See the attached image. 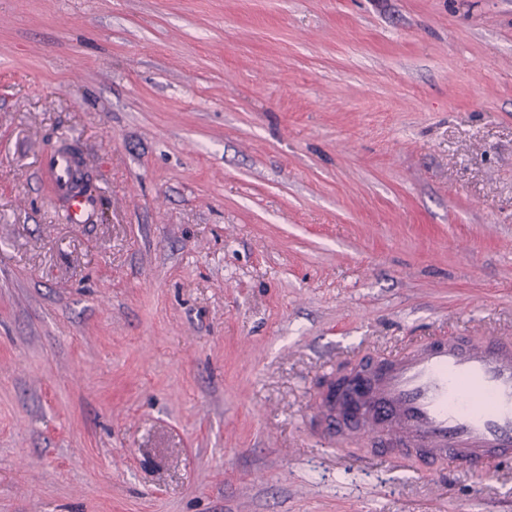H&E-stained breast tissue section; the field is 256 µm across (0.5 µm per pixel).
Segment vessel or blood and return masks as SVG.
I'll return each instance as SVG.
<instances>
[{"label": "vessel or blood", "mask_w": 512, "mask_h": 512, "mask_svg": "<svg viewBox=\"0 0 512 512\" xmlns=\"http://www.w3.org/2000/svg\"><path fill=\"white\" fill-rule=\"evenodd\" d=\"M74 146L46 152L39 177L63 204L66 223L84 224L92 194L78 183ZM327 434L368 431L395 458H444L477 469L512 459V341L471 345L440 336L407 352L334 377L316 397Z\"/></svg>", "instance_id": "b4317fda"}]
</instances>
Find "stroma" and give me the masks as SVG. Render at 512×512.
<instances>
[{"mask_svg": "<svg viewBox=\"0 0 512 512\" xmlns=\"http://www.w3.org/2000/svg\"><path fill=\"white\" fill-rule=\"evenodd\" d=\"M433 336L512 337V0H0V512H512L314 425ZM83 163L75 146H60L46 152L41 159L39 178L49 183L63 204L65 222L85 224L93 206L91 191L78 184V171Z\"/></svg>", "mask_w": 512, "mask_h": 512, "instance_id": "35a3bbf8", "label": "stroma"}]
</instances>
